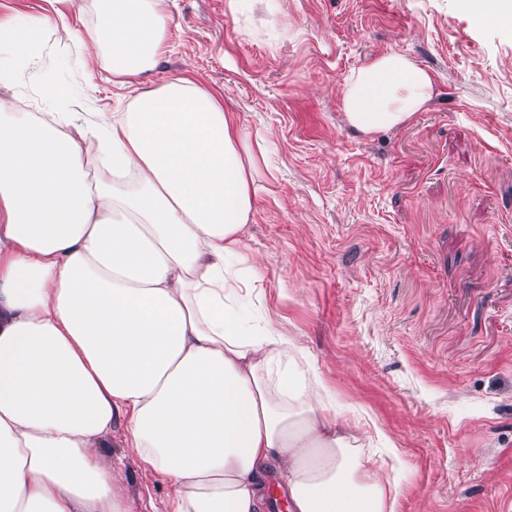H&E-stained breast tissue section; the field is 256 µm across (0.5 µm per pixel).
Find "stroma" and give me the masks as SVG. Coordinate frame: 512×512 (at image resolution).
Here are the masks:
<instances>
[{
  "label": "stroma",
  "mask_w": 512,
  "mask_h": 512,
  "mask_svg": "<svg viewBox=\"0 0 512 512\" xmlns=\"http://www.w3.org/2000/svg\"><path fill=\"white\" fill-rule=\"evenodd\" d=\"M170 50L142 78L90 61L92 111L175 76L235 112L258 188L246 242L257 302L364 405L407 465L398 512H512V30L455 0H166ZM428 70L433 95L397 128L346 124V76L388 52ZM128 512H168L113 427Z\"/></svg>",
  "instance_id": "stroma-1"
}]
</instances>
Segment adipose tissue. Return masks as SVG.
Here are the masks:
<instances>
[{
  "instance_id": "ef3b65f1",
  "label": "adipose tissue",
  "mask_w": 512,
  "mask_h": 512,
  "mask_svg": "<svg viewBox=\"0 0 512 512\" xmlns=\"http://www.w3.org/2000/svg\"><path fill=\"white\" fill-rule=\"evenodd\" d=\"M0 15V87L16 97L53 33L86 53L38 112L0 102V512H127L101 464L115 424L171 512H265V477L288 512H397L398 448L339 399L296 337L250 301L262 264L245 230L252 146L218 96L177 76L120 111L61 112L87 56L137 78L168 52L165 0H73ZM429 73L389 52L345 80L348 125L408 122ZM111 160V181L92 171ZM377 441L383 455L354 452Z\"/></svg>"
}]
</instances>
